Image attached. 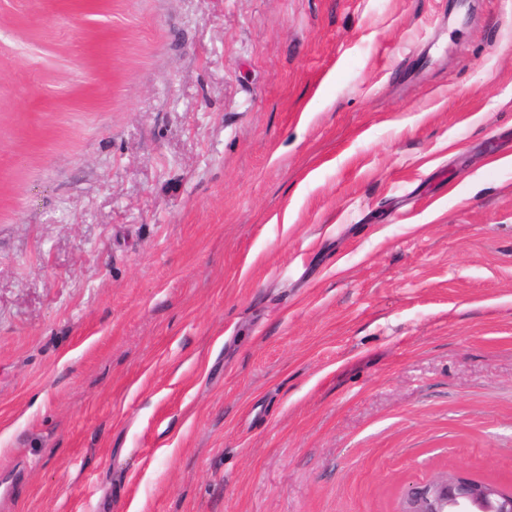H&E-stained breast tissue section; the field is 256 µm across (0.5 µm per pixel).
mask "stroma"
Returning <instances> with one entry per match:
<instances>
[{"instance_id": "obj_1", "label": "stroma", "mask_w": 512, "mask_h": 512, "mask_svg": "<svg viewBox=\"0 0 512 512\" xmlns=\"http://www.w3.org/2000/svg\"><path fill=\"white\" fill-rule=\"evenodd\" d=\"M512 489V0H0V512Z\"/></svg>"}]
</instances>
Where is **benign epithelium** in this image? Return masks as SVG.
<instances>
[{
    "label": "benign epithelium",
    "instance_id": "1",
    "mask_svg": "<svg viewBox=\"0 0 512 512\" xmlns=\"http://www.w3.org/2000/svg\"><path fill=\"white\" fill-rule=\"evenodd\" d=\"M403 512H512V493L495 483L448 472L410 488Z\"/></svg>",
    "mask_w": 512,
    "mask_h": 512
}]
</instances>
